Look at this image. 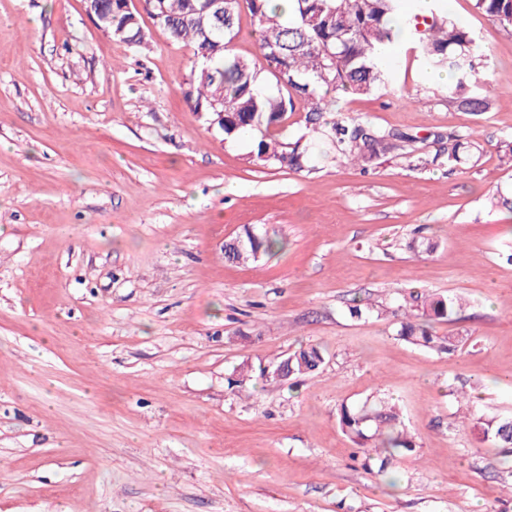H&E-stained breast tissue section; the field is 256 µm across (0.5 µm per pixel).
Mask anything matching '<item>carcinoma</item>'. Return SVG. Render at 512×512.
I'll list each match as a JSON object with an SVG mask.
<instances>
[{"mask_svg": "<svg viewBox=\"0 0 512 512\" xmlns=\"http://www.w3.org/2000/svg\"><path fill=\"white\" fill-rule=\"evenodd\" d=\"M290 10L270 7V0H235L224 20L203 13L201 0H144L143 12L127 8V0H90L88 7L97 28L128 47L146 48L149 31L142 23L147 14L174 43L192 48L188 88L189 110L203 117L208 127L231 139L245 133L254 147L247 163L259 168L294 172L313 170L312 141L328 149L325 157L349 162L366 171L383 158L406 156L418 166L427 160L408 150L418 135L374 126L348 117L327 118L325 94L345 92L370 95L390 88L396 75L386 68L385 51L403 30L414 28L411 50L423 72L446 70L455 78L448 88V103L482 114L489 102L472 83L473 58L481 52L475 33L448 14L445 0L403 14L399 0H289ZM474 9L512 28V0H473ZM249 14L259 27L258 52L246 58L230 52L240 16ZM224 103V122L213 123L211 103ZM307 105L305 132L290 141L277 133L295 105ZM483 148L468 138L450 133L443 153L448 165L478 163ZM276 242L245 229L224 243V257L246 262L269 253ZM413 313L401 322L398 335L423 349L453 354L455 336H440L434 324L449 321L463 307L458 296L410 295ZM325 364L318 346H301L277 364L260 369L266 379L286 382L313 375ZM339 421L343 432L361 448H380L385 457L411 452L415 443L400 428L396 405L343 406ZM483 440L512 446V417H480Z\"/></svg>", "mask_w": 512, "mask_h": 512, "instance_id": "1", "label": "carcinoma"}]
</instances>
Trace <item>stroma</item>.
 Returning a JSON list of instances; mask_svg holds the SVG:
<instances>
[{"label": "stroma", "instance_id": "35a3bbf8", "mask_svg": "<svg viewBox=\"0 0 512 512\" xmlns=\"http://www.w3.org/2000/svg\"><path fill=\"white\" fill-rule=\"evenodd\" d=\"M448 4L484 45L488 112L404 49L395 88L326 107L436 163L316 151L296 173L190 112L191 50L163 30L135 50L86 0H0V512H512V455L475 421L512 415V30ZM448 133L481 142L478 166L448 165ZM247 227L282 249L226 261ZM416 292L464 299L435 326L454 354L398 336ZM302 344L326 349L317 374L258 376ZM377 399L416 443L382 472L338 422Z\"/></svg>", "mask_w": 512, "mask_h": 512}]
</instances>
